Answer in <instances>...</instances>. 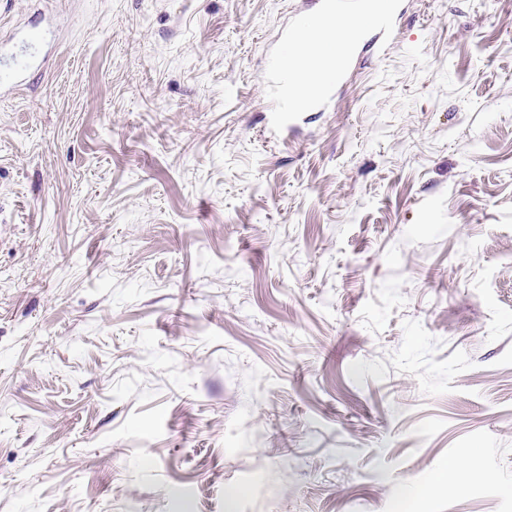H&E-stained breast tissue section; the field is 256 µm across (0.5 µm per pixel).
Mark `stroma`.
Here are the masks:
<instances>
[{"instance_id": "1", "label": "stroma", "mask_w": 512, "mask_h": 512, "mask_svg": "<svg viewBox=\"0 0 512 512\" xmlns=\"http://www.w3.org/2000/svg\"><path fill=\"white\" fill-rule=\"evenodd\" d=\"M314 7L0 10V512H512V0L275 129ZM460 464L456 459H449L445 468L433 474L431 487L448 493L454 492L459 486Z\"/></svg>"}]
</instances>
